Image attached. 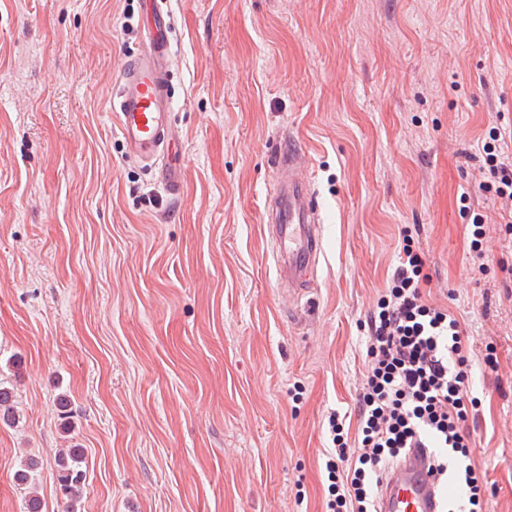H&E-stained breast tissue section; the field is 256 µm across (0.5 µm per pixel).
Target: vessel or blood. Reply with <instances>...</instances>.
<instances>
[{
  "label": "vessel or blood",
  "instance_id": "obj_1",
  "mask_svg": "<svg viewBox=\"0 0 512 512\" xmlns=\"http://www.w3.org/2000/svg\"><path fill=\"white\" fill-rule=\"evenodd\" d=\"M147 33L144 51L128 60L112 91V112L119 135L141 159L157 163L170 195H180L184 174L167 157L177 133L170 123L173 91L170 75V24L163 9ZM315 203L309 185L289 179L281 190L273 240L276 274L292 288H304L300 275L320 248L318 227L311 215ZM461 490L448 489L436 471L430 449L413 448L389 466L375 501L376 512H445L461 501Z\"/></svg>",
  "mask_w": 512,
  "mask_h": 512
}]
</instances>
